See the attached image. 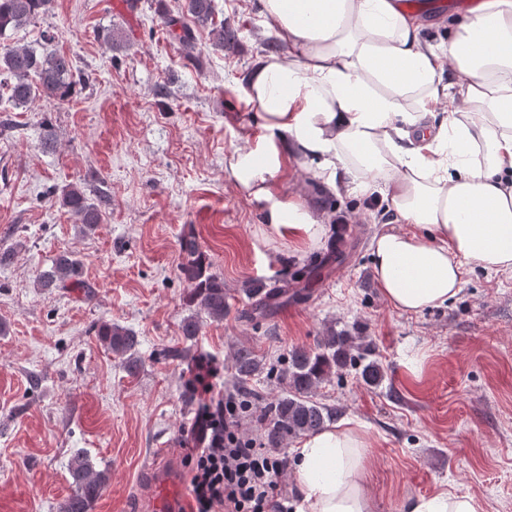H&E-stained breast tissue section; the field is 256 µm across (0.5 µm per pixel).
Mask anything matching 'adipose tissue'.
Segmentation results:
<instances>
[{
  "label": "adipose tissue",
  "instance_id": "adipose-tissue-1",
  "mask_svg": "<svg viewBox=\"0 0 512 512\" xmlns=\"http://www.w3.org/2000/svg\"><path fill=\"white\" fill-rule=\"evenodd\" d=\"M280 52L244 89L263 133L233 151L234 187L297 242L325 234L299 196L277 194L287 155L335 188L380 192L396 221L371 242L373 273L405 315L444 306L467 274L512 273V0H480L428 35L406 0H258ZM366 441L347 419L298 446L297 512H371ZM407 512H484L441 492Z\"/></svg>",
  "mask_w": 512,
  "mask_h": 512
}]
</instances>
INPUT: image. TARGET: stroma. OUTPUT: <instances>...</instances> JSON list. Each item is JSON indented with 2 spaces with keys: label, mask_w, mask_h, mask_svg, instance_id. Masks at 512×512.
Returning a JSON list of instances; mask_svg holds the SVG:
<instances>
[{
  "label": "stroma",
  "mask_w": 512,
  "mask_h": 512,
  "mask_svg": "<svg viewBox=\"0 0 512 512\" xmlns=\"http://www.w3.org/2000/svg\"><path fill=\"white\" fill-rule=\"evenodd\" d=\"M157 2L136 0L129 14L113 0H53L13 36L34 46L56 32L86 82L66 101L0 112V252L11 253L0 265V512H59L81 451L110 476L92 512H141L145 461L169 448L181 466L193 446L195 410L182 399L193 363L170 350L212 359L215 393L267 402L287 389L271 365L315 348L331 328L366 336L384 370L377 386L343 371L314 396L364 427L371 512H403L442 491L512 512V274L472 273L448 306L395 311L370 261L388 212L370 211L368 195L332 191L315 164L291 156L280 193L302 196L324 221L349 219L344 261L326 263L327 238L296 249L227 174L231 153L262 133L242 96L267 46L256 0H214L237 43L219 47L198 29L195 60ZM107 25L119 34L111 46L96 37ZM70 185L102 197L101 224L87 228L61 206ZM188 232L229 298L223 321L200 317L191 338L179 250ZM63 253L81 260L82 287H40ZM315 264L319 275L296 285L300 297L255 313L245 289ZM102 322L135 332L136 373L99 339ZM241 346L262 364L243 384L232 359ZM412 352L420 368L407 364Z\"/></svg>",
  "instance_id": "obj_1"
}]
</instances>
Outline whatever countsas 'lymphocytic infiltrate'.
Listing matches in <instances>:
<instances>
[{"instance_id":"f902f5d3","label":"lymphocytic infiltrate","mask_w":512,"mask_h":512,"mask_svg":"<svg viewBox=\"0 0 512 512\" xmlns=\"http://www.w3.org/2000/svg\"><path fill=\"white\" fill-rule=\"evenodd\" d=\"M250 403L233 393L208 406V427L186 457L191 512H288L281 478L287 457L247 434Z\"/></svg>"}]
</instances>
